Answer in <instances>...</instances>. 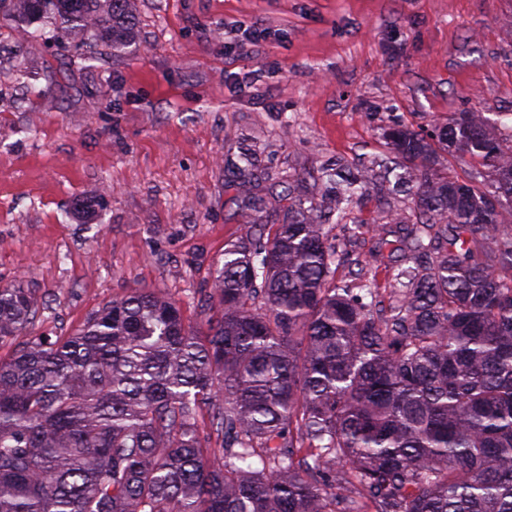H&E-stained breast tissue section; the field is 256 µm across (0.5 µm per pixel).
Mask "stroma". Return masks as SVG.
Listing matches in <instances>:
<instances>
[{
  "label": "stroma",
  "mask_w": 512,
  "mask_h": 512,
  "mask_svg": "<svg viewBox=\"0 0 512 512\" xmlns=\"http://www.w3.org/2000/svg\"><path fill=\"white\" fill-rule=\"evenodd\" d=\"M134 54L62 56L0 37V288L47 301L65 336L134 289L204 321L224 245L243 231L224 159L257 141L313 185L331 161L384 153L390 118L417 130L512 113V0H135ZM256 40L260 51L242 46ZM28 84L15 78L16 69ZM100 199L88 218L75 202ZM412 215L369 195L352 220Z\"/></svg>",
  "instance_id": "1"
}]
</instances>
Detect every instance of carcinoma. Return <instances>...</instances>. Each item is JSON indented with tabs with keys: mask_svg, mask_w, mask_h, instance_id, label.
Returning a JSON list of instances; mask_svg holds the SVG:
<instances>
[{
	"mask_svg": "<svg viewBox=\"0 0 512 512\" xmlns=\"http://www.w3.org/2000/svg\"><path fill=\"white\" fill-rule=\"evenodd\" d=\"M19 39L127 53L133 0H0ZM477 112L392 125L376 182L325 167L341 219L373 188L416 217L348 228L249 147L227 166L245 226L201 327L134 290L72 334L0 288V512H512V134ZM470 164L454 176L443 155ZM284 190H275L277 186ZM394 265L388 287L381 266ZM389 304L383 305V295ZM207 411L211 432L201 436Z\"/></svg>",
	"mask_w": 512,
	"mask_h": 512,
	"instance_id": "cac0c4a2",
	"label": "carcinoma"
}]
</instances>
